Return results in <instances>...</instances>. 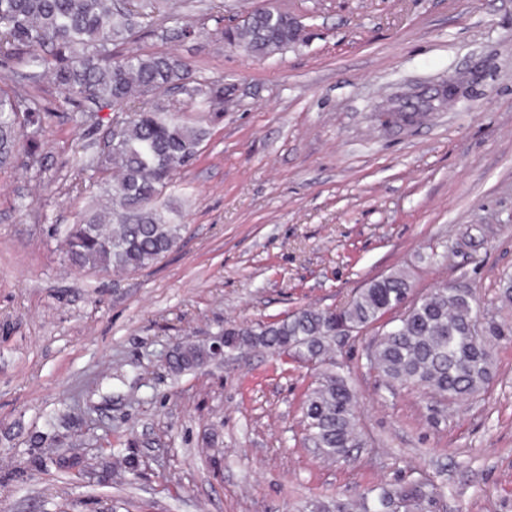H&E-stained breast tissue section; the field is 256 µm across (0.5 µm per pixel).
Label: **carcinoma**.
<instances>
[{"instance_id": "obj_1", "label": "carcinoma", "mask_w": 512, "mask_h": 512, "mask_svg": "<svg viewBox=\"0 0 512 512\" xmlns=\"http://www.w3.org/2000/svg\"><path fill=\"white\" fill-rule=\"evenodd\" d=\"M156 0H0V62L19 63L49 73L75 100L105 105L134 103L148 94L182 89L204 109L224 104V86L192 79L190 64L168 54L127 55L119 51L142 25L163 40L195 34L170 14L155 23ZM302 29L273 7L251 11L224 35L228 45L252 56H268L299 40ZM49 117L16 82L0 90V164L21 159L38 163L37 149ZM205 131L181 121L175 109L135 108L112 125L104 149L82 162L99 174L93 181L98 208L70 225L62 240L77 269L136 272L159 261L181 241L185 225L172 223L159 199L175 173L200 153ZM403 308L368 354L370 368L394 383L412 384L448 399L471 396L492 379L493 346L512 339V325L479 321L474 295L438 286L413 295L410 276L393 273L372 280L346 307L301 308L266 325L236 326L224 335L239 350L276 353L295 344L310 362H320L337 330L375 325L387 312ZM207 348L186 342L171 358L180 372L204 364ZM357 396L345 377L318 374L303 402L307 437L329 459L345 458L360 444ZM427 497L419 484L382 486L356 499L323 503L318 512H395Z\"/></svg>"}]
</instances>
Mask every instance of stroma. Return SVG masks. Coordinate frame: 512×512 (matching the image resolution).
Returning a JSON list of instances; mask_svg holds the SVG:
<instances>
[{"instance_id":"35a3bbf8","label":"stroma","mask_w":512,"mask_h":512,"mask_svg":"<svg viewBox=\"0 0 512 512\" xmlns=\"http://www.w3.org/2000/svg\"><path fill=\"white\" fill-rule=\"evenodd\" d=\"M261 6L301 39L270 57L225 44L210 15ZM199 37L144 32L123 53H170L224 83L208 131L166 197L186 232L137 272L78 270L58 227L93 194L80 159L101 151L117 110L72 104L48 76L30 86L53 119L38 167L0 166V512H315L380 485L433 490L423 512H512V341L496 375L452 403L370 369L374 330L323 361L357 395L364 439L350 460L308 440L314 370L287 355L234 352L173 371L178 343L345 306L403 270L415 293L472 292L512 324V0H189ZM456 96L420 121L382 124L390 102ZM96 111L98 124L80 119ZM75 457L78 469L58 468Z\"/></svg>"}]
</instances>
